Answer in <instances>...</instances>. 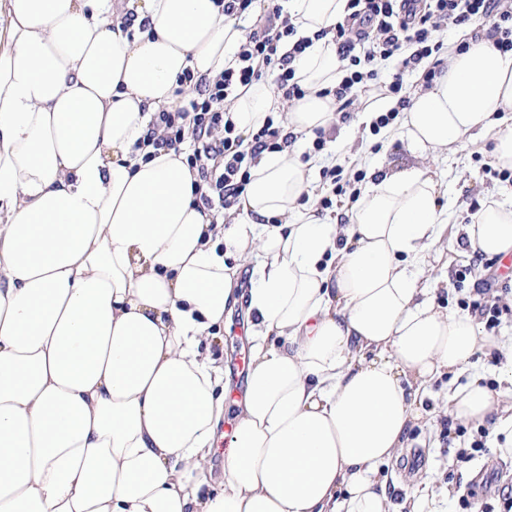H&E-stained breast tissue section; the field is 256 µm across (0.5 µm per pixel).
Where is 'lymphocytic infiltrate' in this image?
<instances>
[{
  "mask_svg": "<svg viewBox=\"0 0 512 512\" xmlns=\"http://www.w3.org/2000/svg\"><path fill=\"white\" fill-rule=\"evenodd\" d=\"M215 2L225 17H256L239 48L237 68L213 78L183 73L179 85L195 86L196 95L185 98L177 110L156 112L142 144L157 151L190 145L187 163L198 176L196 202L200 208L220 214L238 204L261 154L282 150L287 143L280 123L271 117L255 131L238 132L224 117L226 103L268 68L278 72L276 93L281 102L301 99L305 91L294 79L292 63L310 40L298 36L279 0H266L261 11L256 8L257 0ZM348 8L346 22L330 30L338 57L345 63V74L328 94L343 121L350 120L349 106L366 94L370 81L376 79L374 62L392 59L398 72L386 92L397 103L378 117L375 126L381 129L394 123L410 105L404 73L420 71L427 87L441 73L443 45L438 34L444 26H474L495 50L512 52V0H348Z\"/></svg>",
  "mask_w": 512,
  "mask_h": 512,
  "instance_id": "lymphocytic-infiltrate-1",
  "label": "lymphocytic infiltrate"
}]
</instances>
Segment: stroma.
<instances>
[{"mask_svg": "<svg viewBox=\"0 0 512 512\" xmlns=\"http://www.w3.org/2000/svg\"><path fill=\"white\" fill-rule=\"evenodd\" d=\"M351 118L337 123L333 138L320 154V164L311 168L310 177L316 195H324L320 170L324 167L339 166L345 175L355 171H369L375 163L381 162L398 168L416 165L418 159L407 148L408 140L399 124L382 128L372 133V124L367 121L358 104L349 107ZM495 140L493 134L476 138L464 147L455 150H441L433 166L441 184L442 203L448 209L449 230L463 233L470 223L472 212L491 201L512 202V183L499 181L489 175H480L479 168L485 163H494ZM428 260L435 266L441 280L437 285L436 301L441 306H458L461 299H475L474 283L483 278L485 268L474 263L466 254L459 252L456 244H449L443 251H430ZM471 269L472 274L465 282H458L456 275L462 269ZM221 340L211 347L214 358L222 362L231 383L243 385L246 374L238 367L239 360L248 359L252 346L241 321H233L220 333ZM439 401L437 397L426 399L423 409L431 413L432 421L414 426L409 434L412 445L437 437L438 447L428 449V460L420 464L412 477H405L399 465L385 466L381 479L390 497L401 501L406 496L422 490L424 481H431L435 492L449 493L448 512H462L459 498L471 484L473 477H486L490 469H498L503 481L512 480V466L502 464L500 456L491 452L482 458L468 462H457L448 451L449 446L459 445V437L450 436L447 418L435 416Z\"/></svg>", "mask_w": 512, "mask_h": 512, "instance_id": "stroma-1", "label": "stroma"}]
</instances>
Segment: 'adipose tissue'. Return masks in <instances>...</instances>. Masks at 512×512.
I'll return each instance as SVG.
<instances>
[{
  "mask_svg": "<svg viewBox=\"0 0 512 512\" xmlns=\"http://www.w3.org/2000/svg\"><path fill=\"white\" fill-rule=\"evenodd\" d=\"M286 9L312 40L293 63V140L262 154L214 225L185 153L135 145L194 95L172 93L185 70L237 67L240 23L214 0H0V512H445L435 494L394 508L378 474L420 396L463 372L440 414L512 450V362L499 390L484 383L503 344L433 302L427 254L448 211L431 166H373L348 223L307 208L300 145L335 123L324 91L343 77L323 31L349 11ZM120 13L135 34L114 27ZM274 88L268 73L238 91V131L276 113ZM510 109L512 53L481 40L449 50L403 126L414 149L451 150ZM465 231L475 255L512 257V208L489 203ZM242 299L253 346L234 399L209 347Z\"/></svg>",
  "mask_w": 512,
  "mask_h": 512,
  "instance_id": "1",
  "label": "adipose tissue"
}]
</instances>
